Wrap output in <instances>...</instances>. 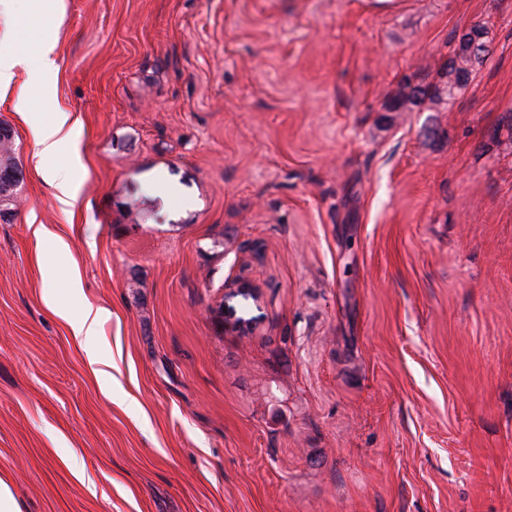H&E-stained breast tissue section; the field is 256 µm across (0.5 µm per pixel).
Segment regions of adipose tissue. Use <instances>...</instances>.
<instances>
[{
	"mask_svg": "<svg viewBox=\"0 0 512 512\" xmlns=\"http://www.w3.org/2000/svg\"><path fill=\"white\" fill-rule=\"evenodd\" d=\"M57 40L45 36L34 48L0 50V97L8 93L18 75H25L26 83L45 93L56 85L58 65ZM30 125L37 150L35 168L53 189L63 209H73L79 199L76 176L79 159L60 155L63 143L76 137V123L70 112L57 110L48 117L32 116Z\"/></svg>",
	"mask_w": 512,
	"mask_h": 512,
	"instance_id": "adipose-tissue-1",
	"label": "adipose tissue"
}]
</instances>
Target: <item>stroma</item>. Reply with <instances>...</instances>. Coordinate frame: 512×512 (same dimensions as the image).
Masks as SVG:
<instances>
[{
	"label": "stroma",
	"mask_w": 512,
	"mask_h": 512,
	"mask_svg": "<svg viewBox=\"0 0 512 512\" xmlns=\"http://www.w3.org/2000/svg\"><path fill=\"white\" fill-rule=\"evenodd\" d=\"M477 24L465 87L390 111ZM56 59L51 95L0 99L21 512H512V0H65ZM60 108L70 212L27 121ZM239 278L248 336L221 313ZM49 295L110 311L111 377Z\"/></svg>",
	"instance_id": "stroma-1"
}]
</instances>
